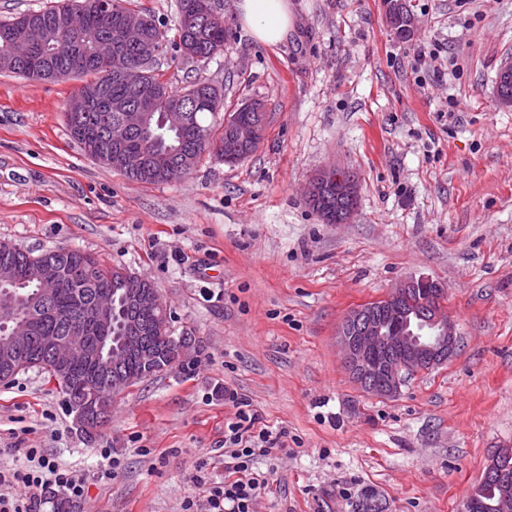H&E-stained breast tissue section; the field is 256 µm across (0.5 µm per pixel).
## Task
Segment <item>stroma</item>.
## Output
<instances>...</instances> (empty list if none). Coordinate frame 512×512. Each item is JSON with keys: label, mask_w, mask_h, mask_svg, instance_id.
<instances>
[{"label": "stroma", "mask_w": 512, "mask_h": 512, "mask_svg": "<svg viewBox=\"0 0 512 512\" xmlns=\"http://www.w3.org/2000/svg\"><path fill=\"white\" fill-rule=\"evenodd\" d=\"M237 2L217 0L234 32L223 55L197 66L167 47L157 68L176 89L222 86L228 112L264 103L265 137L179 181L136 182L87 156L65 110L76 79L0 72V241L80 249L147 278L174 334L202 345L194 363L128 389L90 443L44 374L0 383V472L38 448L84 474L73 512H183L204 500L197 463L225 476L230 388L280 436L253 461L254 512H354L365 490L387 512H461L512 447V107L496 93L512 0H407V39L383 0H290L293 26L274 46ZM333 166L359 183L343 224L303 195ZM419 277L444 288L459 349L396 397L362 393L337 327Z\"/></svg>", "instance_id": "obj_1"}]
</instances>
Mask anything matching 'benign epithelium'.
I'll use <instances>...</instances> for the list:
<instances>
[{
    "label": "benign epithelium",
    "mask_w": 512,
    "mask_h": 512,
    "mask_svg": "<svg viewBox=\"0 0 512 512\" xmlns=\"http://www.w3.org/2000/svg\"><path fill=\"white\" fill-rule=\"evenodd\" d=\"M206 6L200 0H194L181 9L180 23L184 31L194 32L200 26L209 23ZM148 19L136 12L123 13L121 25L111 39L113 49L109 57L99 66L98 84L104 89L112 83V74L134 87L138 91L145 83L143 66H130L124 60V51L131 39L137 38L147 27ZM0 40L10 49V59H31L42 55L39 68L33 76L39 78L46 74L45 62L48 56L43 49L55 42L68 47L74 57L80 56L85 49L84 40L74 35L67 24H61L56 30L46 29L22 18L16 24L0 27ZM93 92L85 85L67 101V111L78 112L89 105ZM108 109L120 113L119 122L109 129L106 141L109 148L97 151L93 147L85 148L86 153L96 161L127 172H136L145 168L150 155L143 153L131 156L124 150L127 135L132 131L146 128L145 113L150 111V99L142 96L136 99L109 100ZM171 122L175 125L184 120L183 113L190 111V101L184 98L172 100L166 104ZM266 117L261 121H237L233 125L234 140L237 148L253 149L259 146L264 137ZM340 185L341 195L349 200H358L359 185L354 177H344L343 170L330 167L320 170L305 187V200L312 199L321 189L332 184ZM23 280H35L42 288L41 296L51 297L54 291L65 286L61 271L49 263L31 262L23 268L5 263L0 272V318L14 320L18 304L24 299L19 293L18 284ZM140 288L121 295L127 320L125 336L119 347L112 348V304H104L94 319L95 335L85 336L80 330H73L67 336L42 335L37 326L38 317L33 316L17 322L14 332L0 338V351L12 356H20L29 346L39 345L58 361L57 373L68 380L73 376V367L86 364H112V380L108 390L112 398L122 395L133 378L120 372V358H138L147 364L161 363L160 372L174 367L172 363L162 362L163 353L148 344L147 333L143 331L138 319L143 311H161L163 305L159 294L151 281L138 278ZM418 288L430 289L431 303L426 306L420 318L436 336L429 343H423L417 336L404 332L410 311L406 304L409 295ZM444 289L436 281L427 278H411L397 283L382 299L380 304H365L352 309L341 321L336 339L342 353L343 363L350 379L362 392L378 397H394L405 382L406 376L421 370L433 369L445 364L455 355L458 336L455 326L441 306ZM77 417L87 429L96 426L98 407L93 403H82L76 407Z\"/></svg>",
    "instance_id": "obj_1"
}]
</instances>
